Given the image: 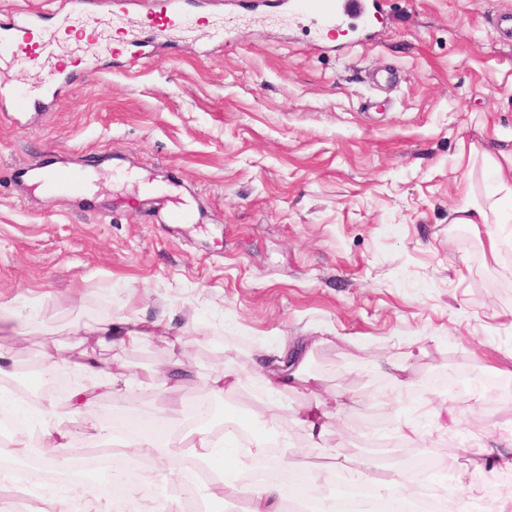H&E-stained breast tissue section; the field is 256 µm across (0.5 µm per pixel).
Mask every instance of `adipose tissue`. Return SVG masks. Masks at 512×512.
Returning <instances> with one entry per match:
<instances>
[{"instance_id": "ef3b65f1", "label": "adipose tissue", "mask_w": 512, "mask_h": 512, "mask_svg": "<svg viewBox=\"0 0 512 512\" xmlns=\"http://www.w3.org/2000/svg\"><path fill=\"white\" fill-rule=\"evenodd\" d=\"M491 168L501 178V197L489 205L466 204L454 212V223L478 225L495 222L508 224L512 222V183L507 176L512 173V146H502L496 156L491 157ZM166 326L157 322L150 326L131 316L115 321L91 326L89 333L96 343L117 340L124 346H140L154 335L165 331ZM279 357H292L295 368L287 372L281 369H269L258 372L256 383L268 398H276L290 382L303 381L302 368L308 360L309 352L289 349L287 341H280L277 346ZM67 366L83 374L85 385L74 388L69 396L72 414L92 410L101 396L119 397L120 389L117 379L108 372L89 351L69 356L56 346L45 348L42 352L41 372L50 374L59 367ZM31 409L41 424V433L46 440L48 450L40 455L43 467L52 471H69L73 466V457L69 452L71 433L55 402L42 399L33 402ZM275 420L260 424L252 433L246 449L236 447H217L208 427H195L190 433L177 432L168 428L164 435L153 437L147 434L132 435L125 439L123 446L127 455L144 459H153L164 447L186 446V458L195 466L207 467L214 477L207 487L211 499L221 501L246 494L249 499V512H284V502L289 494L307 496L317 480L316 475L295 469L280 471L274 481H263L243 486L240 476L250 469L253 461L268 452L271 435L277 434ZM339 478L355 484L369 485L373 496L395 501L398 505H408L421 492V487L405 470H392L387 474H378L371 466L353 468L337 466ZM161 482L153 471L147 470L134 479L126 481L123 502L130 512H181L178 498L158 494Z\"/></svg>"}]
</instances>
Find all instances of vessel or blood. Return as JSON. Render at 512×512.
I'll return each mask as SVG.
<instances>
[{"label":"vessel or blood","mask_w":512,"mask_h":512,"mask_svg":"<svg viewBox=\"0 0 512 512\" xmlns=\"http://www.w3.org/2000/svg\"><path fill=\"white\" fill-rule=\"evenodd\" d=\"M130 0H65L61 11L48 17L36 11L22 18L0 20V62L32 64L47 69L50 77L34 92L32 104H21V111L43 108L46 101L57 100L65 86L90 76L91 71L78 62H66L57 55L59 35L63 32L89 31L90 41H98V33L90 29L92 15L106 7L116 19H124ZM135 29L123 30L119 45L104 43L103 51L113 58L125 59L135 66L140 55L157 42L186 39L193 26L210 23L213 0H142ZM278 9L298 18L310 20L320 32L332 35L342 22L366 18L376 9L375 0H277ZM28 178L47 193L65 191L73 195L88 194L91 179L87 170L73 168L52 170L40 160L26 167Z\"/></svg>","instance_id":"b4317fda"}]
</instances>
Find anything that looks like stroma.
I'll return each mask as SVG.
<instances>
[{
  "label": "stroma",
  "mask_w": 512,
  "mask_h": 512,
  "mask_svg": "<svg viewBox=\"0 0 512 512\" xmlns=\"http://www.w3.org/2000/svg\"><path fill=\"white\" fill-rule=\"evenodd\" d=\"M512 0H382L372 39L351 48L343 26L322 41L312 24L259 9L233 20L232 39L195 28V50L116 69L96 45L61 39L57 52L94 74L52 111L0 112V356L35 372L45 346H72L85 326L134 314L169 338L99 346L121 400L67 414L73 446L97 445L116 414L207 398L206 376L232 367L242 384L221 416L277 414L297 453L289 466L336 489V465L365 462L357 420L389 431L392 466L409 456L450 459L447 498L487 489L511 503L500 475L475 471L483 450L512 442V223L486 235L453 225L471 186L487 202L498 178L485 153L512 139V37L492 24ZM42 68L0 64V92L23 99ZM92 173L85 197L31 191L27 163ZM193 222L167 224L172 205ZM323 337L304 371L315 390L257 396L258 347ZM427 356L405 360L410 343ZM178 357L200 375L176 390L151 370ZM406 361L404 385L381 368ZM470 374L454 394L426 386L437 372ZM343 408L324 447L293 422L311 394ZM448 403L456 422L434 409ZM415 427L416 435L401 439Z\"/></svg>",
  "instance_id": "stroma-1"
}]
</instances>
